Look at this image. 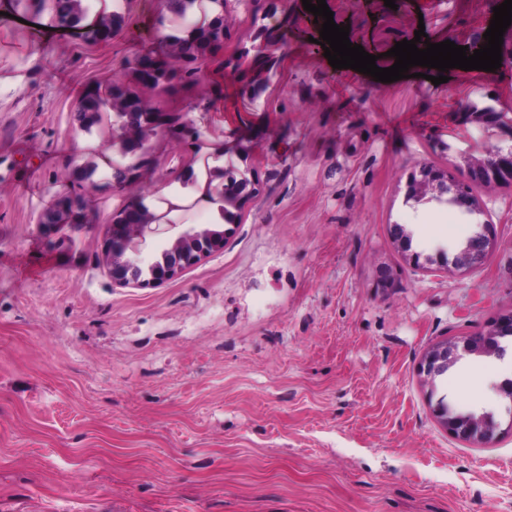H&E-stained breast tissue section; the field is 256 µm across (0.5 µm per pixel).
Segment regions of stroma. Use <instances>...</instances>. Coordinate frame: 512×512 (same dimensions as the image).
<instances>
[{
    "instance_id": "obj_1",
    "label": "stroma",
    "mask_w": 512,
    "mask_h": 512,
    "mask_svg": "<svg viewBox=\"0 0 512 512\" xmlns=\"http://www.w3.org/2000/svg\"><path fill=\"white\" fill-rule=\"evenodd\" d=\"M502 2L326 0L381 68L420 28L472 46ZM159 8L122 0L106 44L41 28L24 0L0 15V58L27 73L0 95V512H512V357L463 355L433 387L418 374L430 346L512 310V183L474 187L471 215L406 187L424 165L465 178L512 142V125L463 116L512 118V59L439 85L377 82L332 68L302 0H229L219 60L176 91L143 90L173 125L124 157L114 114L86 129L77 106L131 80ZM261 26L278 48L255 95L234 64ZM227 164L255 191L223 250L155 288L113 284V217L163 189L195 199L184 173ZM67 194L81 198L68 222L44 223ZM487 222V259L456 270ZM441 400L501 434L458 441Z\"/></svg>"
}]
</instances>
